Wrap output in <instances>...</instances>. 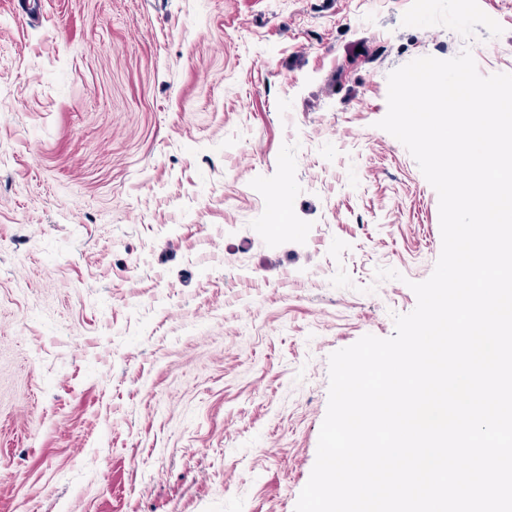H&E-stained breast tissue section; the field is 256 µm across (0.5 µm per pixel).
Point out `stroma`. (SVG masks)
Returning a JSON list of instances; mask_svg holds the SVG:
<instances>
[{"mask_svg": "<svg viewBox=\"0 0 512 512\" xmlns=\"http://www.w3.org/2000/svg\"><path fill=\"white\" fill-rule=\"evenodd\" d=\"M466 48L512 0H0V512H295L441 252L387 77Z\"/></svg>", "mask_w": 512, "mask_h": 512, "instance_id": "stroma-1", "label": "stroma"}]
</instances>
